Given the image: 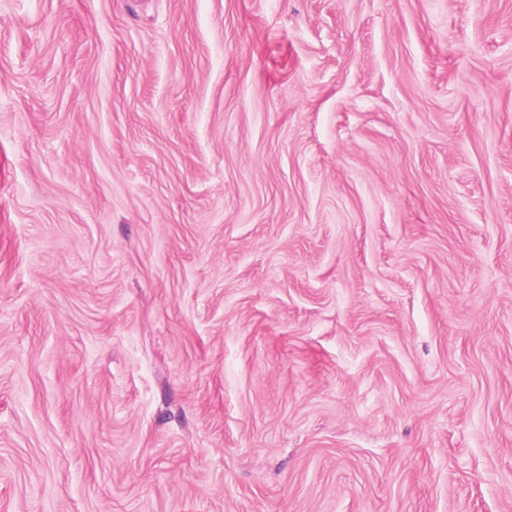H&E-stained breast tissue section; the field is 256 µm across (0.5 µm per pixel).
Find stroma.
Instances as JSON below:
<instances>
[{"mask_svg": "<svg viewBox=\"0 0 512 512\" xmlns=\"http://www.w3.org/2000/svg\"><path fill=\"white\" fill-rule=\"evenodd\" d=\"M0 512H512V0H0Z\"/></svg>", "mask_w": 512, "mask_h": 512, "instance_id": "35a3bbf8", "label": "stroma"}]
</instances>
